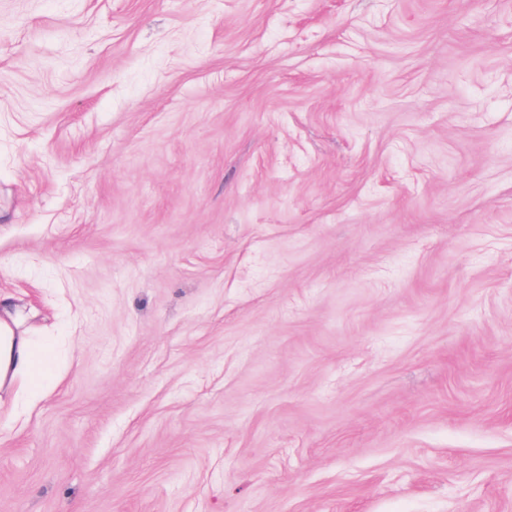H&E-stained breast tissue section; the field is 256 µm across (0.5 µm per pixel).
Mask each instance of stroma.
Masks as SVG:
<instances>
[{
    "label": "stroma",
    "mask_w": 512,
    "mask_h": 512,
    "mask_svg": "<svg viewBox=\"0 0 512 512\" xmlns=\"http://www.w3.org/2000/svg\"><path fill=\"white\" fill-rule=\"evenodd\" d=\"M1 288L0 512H512V0H0ZM14 292L0 289V424L2 407L11 397L26 393L40 397L41 381L50 372L53 349L27 326V315Z\"/></svg>",
    "instance_id": "1"
}]
</instances>
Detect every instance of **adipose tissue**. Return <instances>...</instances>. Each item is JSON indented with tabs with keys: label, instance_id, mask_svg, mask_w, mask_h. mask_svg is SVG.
I'll use <instances>...</instances> for the list:
<instances>
[{
	"label": "adipose tissue",
	"instance_id": "adipose-tissue-1",
	"mask_svg": "<svg viewBox=\"0 0 512 512\" xmlns=\"http://www.w3.org/2000/svg\"><path fill=\"white\" fill-rule=\"evenodd\" d=\"M52 363L53 349L28 326L19 296L0 289V408L22 393L38 399Z\"/></svg>",
	"mask_w": 512,
	"mask_h": 512
}]
</instances>
